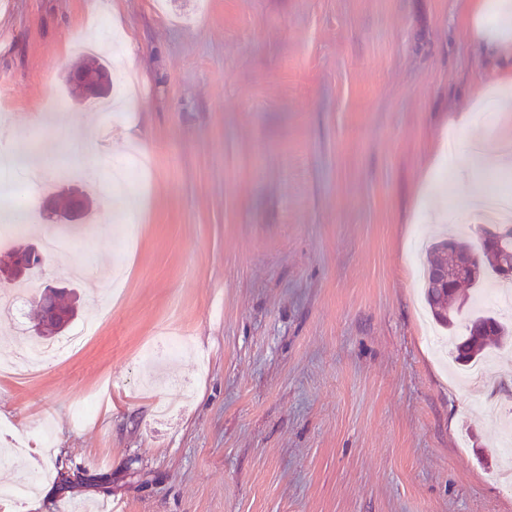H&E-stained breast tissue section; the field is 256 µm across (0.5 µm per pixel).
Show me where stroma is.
I'll use <instances>...</instances> for the list:
<instances>
[{
    "mask_svg": "<svg viewBox=\"0 0 512 512\" xmlns=\"http://www.w3.org/2000/svg\"><path fill=\"white\" fill-rule=\"evenodd\" d=\"M121 42V111L71 96L82 31ZM512 58L480 40L469 0H0V113L30 155L62 98L104 166L146 155L117 197L69 169L46 190L87 194L43 285L74 290L98 329L66 357L0 376V424L24 449L0 481L45 477L37 512H512L499 479L512 422V343L489 340L485 381L453 375L426 311L420 240L455 221L464 173L450 122ZM183 335L190 350H147ZM98 396L95 411L73 409ZM127 205L128 207L136 208L137 201L135 197H131ZM128 207L123 206L114 215L113 221L116 224L117 230L127 241H134L138 238L140 233V224L137 223V216L128 210Z\"/></svg>",
    "mask_w": 512,
    "mask_h": 512,
    "instance_id": "stroma-1",
    "label": "stroma"
}]
</instances>
